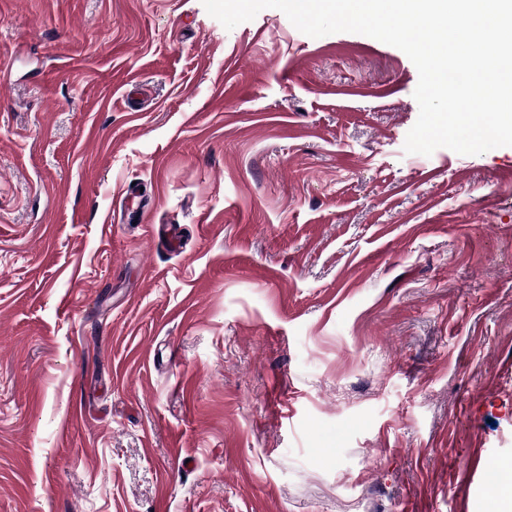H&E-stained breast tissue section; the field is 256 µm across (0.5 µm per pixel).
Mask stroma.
Wrapping results in <instances>:
<instances>
[{
    "mask_svg": "<svg viewBox=\"0 0 512 512\" xmlns=\"http://www.w3.org/2000/svg\"><path fill=\"white\" fill-rule=\"evenodd\" d=\"M372 37L0 0V512H494L512 146L409 154Z\"/></svg>",
    "mask_w": 512,
    "mask_h": 512,
    "instance_id": "35a3bbf8",
    "label": "stroma"
}]
</instances>
